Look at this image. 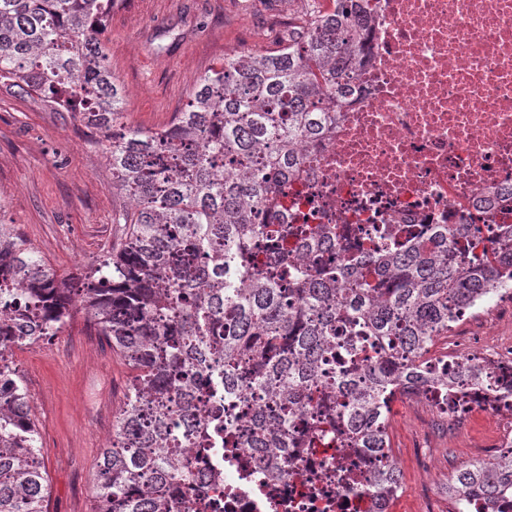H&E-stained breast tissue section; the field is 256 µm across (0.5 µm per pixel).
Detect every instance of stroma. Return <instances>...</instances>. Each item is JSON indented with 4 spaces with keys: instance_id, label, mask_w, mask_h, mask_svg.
Returning a JSON list of instances; mask_svg holds the SVG:
<instances>
[{
    "instance_id": "35a3bbf8",
    "label": "stroma",
    "mask_w": 512,
    "mask_h": 512,
    "mask_svg": "<svg viewBox=\"0 0 512 512\" xmlns=\"http://www.w3.org/2000/svg\"><path fill=\"white\" fill-rule=\"evenodd\" d=\"M307 0H119L105 33L125 95L122 122L158 130L201 75L230 52L275 50ZM97 133L68 113L0 91V221L15 225L59 274L90 272L124 241L133 202L112 187ZM83 308L58 341L14 349L48 480V512H93L96 463L112 444L131 371L94 339ZM391 445L404 469L395 512H448L451 474L489 458L488 426L452 431L423 399L395 401ZM436 461L427 469L421 453Z\"/></svg>"
}]
</instances>
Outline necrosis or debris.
Wrapping results in <instances>:
<instances>
[{
  "instance_id": "4bbe7bcc",
  "label": "necrosis or debris",
  "mask_w": 512,
  "mask_h": 512,
  "mask_svg": "<svg viewBox=\"0 0 512 512\" xmlns=\"http://www.w3.org/2000/svg\"><path fill=\"white\" fill-rule=\"evenodd\" d=\"M329 106L336 121L300 152L276 218L333 227L331 245L301 252L308 269L344 256L349 224L376 242L432 224H465L488 241L512 223V0H376L351 91ZM477 359L498 390L460 388L447 419H493L496 448L511 450L512 341ZM298 428L312 445L291 451L289 475L274 485L253 478L250 449H185L179 499L193 512H393L391 502L336 487L338 467L365 475L374 459L322 446L307 416Z\"/></svg>"
}]
</instances>
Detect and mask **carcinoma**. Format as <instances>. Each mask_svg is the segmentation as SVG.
Masks as SVG:
<instances>
[{"instance_id":"cac0c4a2","label":"carcinoma","mask_w":512,"mask_h":512,"mask_svg":"<svg viewBox=\"0 0 512 512\" xmlns=\"http://www.w3.org/2000/svg\"><path fill=\"white\" fill-rule=\"evenodd\" d=\"M115 2L0 0V89L106 130L112 187L134 201L125 243L80 277L60 276L0 221V512H47V470L11 353L57 335L76 296L132 371L112 446L97 463L96 512H189L176 496L180 449L206 432L194 374L224 388L227 406L249 380L254 422L240 434L224 412V448L281 449L260 459L257 478L285 474L292 417L304 408L328 417L338 447L383 453L398 390L455 391V375L429 374L428 354L464 311L512 288V224L488 245L466 224H441L429 242L397 237L377 251L355 232L348 249L367 258L312 272L290 258L288 238L314 249L326 231H269L258 210L275 208L300 147L336 120L323 94L345 93L372 0L312 6L278 50L224 55L170 126L119 134L125 99L104 41ZM463 380L493 385L473 358ZM336 484L361 486L342 468ZM369 489L390 495L400 485L382 466ZM508 489L512 452L459 468L448 498L489 504Z\"/></svg>"}]
</instances>
